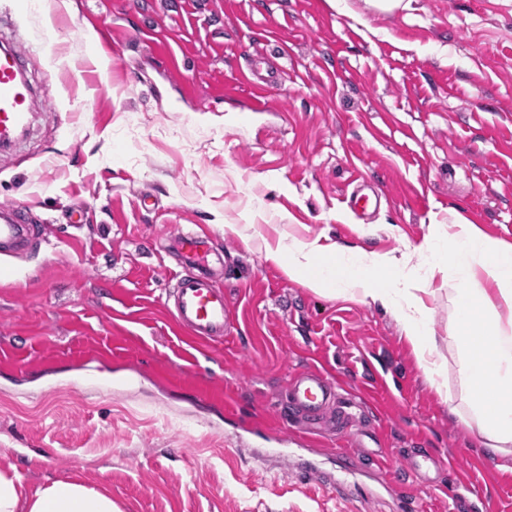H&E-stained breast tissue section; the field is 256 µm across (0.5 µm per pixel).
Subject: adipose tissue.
Segmentation results:
<instances>
[{"label":"adipose tissue","instance_id":"ef3b65f1","mask_svg":"<svg viewBox=\"0 0 512 512\" xmlns=\"http://www.w3.org/2000/svg\"><path fill=\"white\" fill-rule=\"evenodd\" d=\"M425 259L428 275L447 279L448 304L455 319L448 345L457 351L460 384L449 396L451 412L477 430L485 454L512 456V330L501 323L512 314V244L485 235L464 216L447 232L429 233L423 243L401 255L341 247L324 254L314 240L279 239L267 246L268 261L289 279L324 295L347 293L390 310L402 326L427 377L445 378L448 362L429 327L421 294L427 284L409 266L412 256ZM384 273L376 284V273ZM0 512H117L107 491L78 482L56 481L25 496L15 476L0 472Z\"/></svg>","mask_w":512,"mask_h":512}]
</instances>
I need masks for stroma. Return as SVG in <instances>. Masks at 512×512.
<instances>
[{
  "label": "stroma",
  "mask_w": 512,
  "mask_h": 512,
  "mask_svg": "<svg viewBox=\"0 0 512 512\" xmlns=\"http://www.w3.org/2000/svg\"><path fill=\"white\" fill-rule=\"evenodd\" d=\"M46 4L0 0V48L36 56L29 125L0 149V204L33 231L0 260V470L30 495L106 490L119 512H512V461L450 413L395 317L314 293L264 250L291 236L397 254L457 213L512 243V0ZM260 54L277 75L246 118L240 74ZM358 175L385 194L365 221L344 205ZM179 225L235 273V327L200 359L163 305ZM318 362L373 397L359 427L382 425L393 471L424 448L452 473L404 477L396 499L370 452L345 477L314 444L293 449L316 474L298 482L276 401Z\"/></svg>",
  "instance_id": "1"
}]
</instances>
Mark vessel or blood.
<instances>
[{
    "label": "vessel or blood",
    "instance_id": "vessel-or-blood-1",
    "mask_svg": "<svg viewBox=\"0 0 512 512\" xmlns=\"http://www.w3.org/2000/svg\"><path fill=\"white\" fill-rule=\"evenodd\" d=\"M30 56L26 49H0V147L12 146L23 134L33 104V91L25 78ZM31 237V228L21 206H0V255L21 251ZM184 262L171 279L165 295L174 326L195 348L205 354L214 344L223 342L234 325V315L226 290L210 278L213 265L224 262L223 252L211 249L195 230H182L173 239ZM365 404L359 395L346 392L324 366L311 365L292 372L281 396L284 416L296 418L308 431L329 430L343 425L352 430L357 413ZM444 461L420 453L406 458L404 470L427 486H435L434 471L444 468Z\"/></svg>",
    "mask_w": 512,
    "mask_h": 512
}]
</instances>
